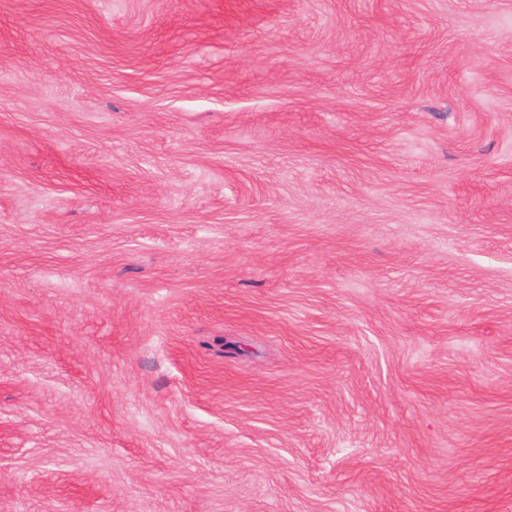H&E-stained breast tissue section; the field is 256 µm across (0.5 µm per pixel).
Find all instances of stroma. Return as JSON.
I'll use <instances>...</instances> for the list:
<instances>
[{
    "instance_id": "35a3bbf8",
    "label": "stroma",
    "mask_w": 512,
    "mask_h": 512,
    "mask_svg": "<svg viewBox=\"0 0 512 512\" xmlns=\"http://www.w3.org/2000/svg\"><path fill=\"white\" fill-rule=\"evenodd\" d=\"M0 512H512V0H0Z\"/></svg>"
}]
</instances>
